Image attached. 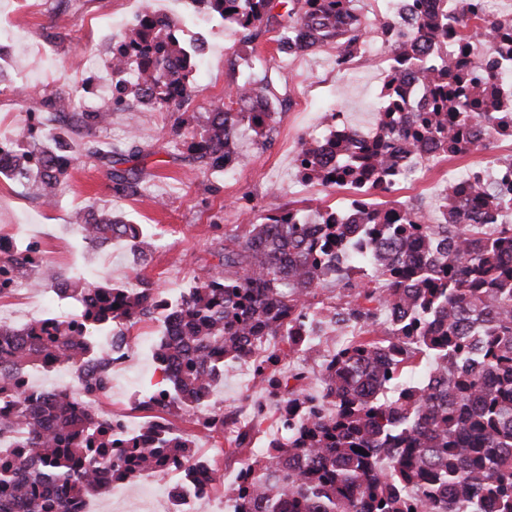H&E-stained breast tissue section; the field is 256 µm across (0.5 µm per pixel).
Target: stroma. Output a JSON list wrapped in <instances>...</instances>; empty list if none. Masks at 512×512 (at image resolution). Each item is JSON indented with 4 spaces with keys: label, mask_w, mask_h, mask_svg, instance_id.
<instances>
[{
    "label": "stroma",
    "mask_w": 512,
    "mask_h": 512,
    "mask_svg": "<svg viewBox=\"0 0 512 512\" xmlns=\"http://www.w3.org/2000/svg\"><path fill=\"white\" fill-rule=\"evenodd\" d=\"M147 7L180 16L184 0H0V29L7 32L4 68L12 84L0 85V139L25 133L28 143L44 144L49 118L57 112H75L88 102H102L111 84L109 60L113 43L126 37L137 15ZM212 68L200 79V90L186 107L184 117L148 109L130 99L112 114L104 128L66 129L69 144L67 172L61 180L62 196L54 204L43 202L25 182L0 178V235L14 248L36 253L33 273L42 283L39 295L15 292L0 298V319L17 325L41 300H52L51 314L73 313V299L55 296L59 274L76 269L101 283L123 281L134 266L129 242L115 240L99 249L83 241L73 217L91 208L119 213L140 225L150 245L146 276L156 281L166 297L173 298L194 284L201 266L211 262L224 232L248 216L274 208L288 200L307 199L312 204L341 207L348 204L347 189L325 188L301 181L294 157L305 139L327 133L331 112L343 114L345 124L360 130L374 123L380 106V89L389 68L388 51L373 45L371 54L350 68L338 69L336 51L325 47L296 58L277 51L275 32L262 33L253 46L240 44L238 34L221 19L211 23ZM254 49L269 69L277 89L285 90L289 107L278 110L270 142H262L249 128H241L239 146L246 162L236 171H202L187 161V146L200 130L206 112L226 102V94L244 72L242 54ZM93 54L94 70L65 67V60ZM78 95H71V88ZM51 99L49 108L31 112L27 98ZM148 134L138 156L128 166L147 175L141 194L116 192L109 160L89 157L85 146L92 141L127 145L135 132ZM482 152L444 160L425 170L414 183L401 184L377 201H399L424 211L436 207L449 174L464 175L479 164ZM159 315L143 319L130 330L135 358L113 369L107 395L100 409L110 415H128L133 426L147 420L132 410L138 394L147 392L160 375L153 356L162 331ZM263 398L247 366L225 373L214 389L212 403L228 413H238ZM194 443L197 455L210 460L217 474L216 493L225 497L233 486L245 455L228 456L223 435L204 429L192 418L178 421ZM167 485L160 480L139 479L123 493L99 494L100 512H141L162 497Z\"/></svg>",
    "instance_id": "stroma-1"
}]
</instances>
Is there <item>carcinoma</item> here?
I'll return each mask as SVG.
<instances>
[{
  "label": "carcinoma",
  "mask_w": 512,
  "mask_h": 512,
  "mask_svg": "<svg viewBox=\"0 0 512 512\" xmlns=\"http://www.w3.org/2000/svg\"><path fill=\"white\" fill-rule=\"evenodd\" d=\"M359 0H204L205 8L253 43L262 30L279 33L277 50L288 56L336 46V66L346 68L364 54L369 25L357 12ZM406 32L389 44L391 53L414 64L448 35L444 17L419 12L403 22L383 18L378 30L400 25ZM456 25L465 42L480 41L508 52L496 23ZM132 55L143 82H119L112 107L124 97L158 110L178 112L199 92L195 81L197 46L186 42L175 19L157 24L152 13L137 18L128 38L112 51V61ZM252 72L248 106L234 91L229 104L206 113L199 140L188 146V161L200 170L239 160L236 132L248 124L261 138L274 130L275 104L267 71L258 59L243 58ZM398 74L383 82L377 137L357 145L347 136V160L338 166L317 142L304 141L295 157L301 179L356 190L390 192L395 181L386 163L402 144H423L445 158L492 149L479 142L500 122L499 87L491 73L477 72L464 60L434 72L431 109L404 128L397 124L401 102L394 93ZM110 112L59 116L87 128L108 123ZM40 149L12 151L9 175L32 180L51 201L67 172L60 134L49 132ZM114 164L126 151L101 150ZM117 190L139 193L140 174H113ZM509 205L499 189L477 181L467 198L448 190L440 223L417 208L391 202L372 210L364 225L366 245L353 242L354 224H329L332 208L316 211L322 225L305 224L306 208L290 200L243 228L224 233L217 262L201 267L194 286L169 301L141 271L134 283H95L78 275L59 278V292L79 303L70 316H47L19 331L0 328V401L14 409L0 419V436L31 449L34 468L20 478L22 463L0 456V512H67L75 499L99 490L97 474L128 483L144 473L166 475L192 457L188 436H171V418L190 416L210 432L224 430L228 416L202 410L204 398L224 370L249 364L267 403L253 407L250 425L238 432L235 449L252 443V431L279 411L277 433L266 453L240 470L226 496V512H512V223H494ZM91 246L127 238L144 252L139 230L110 210L78 217ZM425 242L426 252L415 254ZM0 277L38 265L31 253L16 252ZM332 285L343 294L326 305L320 291ZM172 306L174 325L161 336L156 358L162 374L134 409L162 411L150 423L155 442L121 437L98 400L109 388L112 352L85 339L99 328L115 344L127 342L129 327L160 307ZM381 335L353 339L320 365L321 397L307 393V368L297 358L309 352L308 333L323 328L357 327ZM430 359L423 379L409 371ZM66 361L81 379L85 404L74 406L58 393L52 413L28 404L18 384L24 372ZM295 411L285 418L282 404Z\"/></svg>",
  "instance_id": "1"
}]
</instances>
